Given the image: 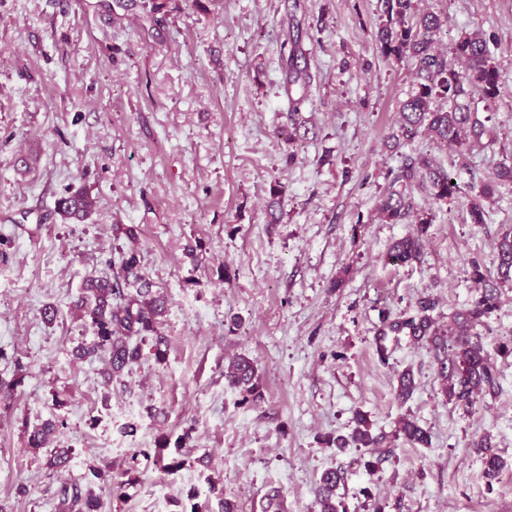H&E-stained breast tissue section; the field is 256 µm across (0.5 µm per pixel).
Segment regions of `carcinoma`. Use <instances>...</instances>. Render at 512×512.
<instances>
[{"label":"carcinoma","instance_id":"cac0c4a2","mask_svg":"<svg viewBox=\"0 0 512 512\" xmlns=\"http://www.w3.org/2000/svg\"><path fill=\"white\" fill-rule=\"evenodd\" d=\"M443 25L439 14L419 11L416 0H381L375 39L382 54L396 61L409 59L415 66L417 87L400 109L401 136L412 138L422 131L442 147L461 149L492 134L490 122L499 95L500 75L493 62L489 41L479 32L462 34L452 46L453 55L464 64V69L448 62V57L436 49ZM289 43V51L281 52V62L288 87H296L289 94L291 115L296 116L308 103L307 88L312 75L308 67L298 65L299 41L292 37ZM476 91L481 93V108L473 102ZM417 180L428 185L431 195L438 201L450 202L461 192L458 184L451 183L448 172L428 158L407 159L396 175V181L406 184ZM511 185L510 157L498 165L489 180L469 186L475 198L470 209L472 223H485L481 201L492 198L498 188ZM95 207L96 201L81 190L58 202L61 215L76 222L88 219ZM412 209L409 198L397 190L389 191L379 204L383 221L389 224L402 223ZM428 224V219L421 218L416 234L396 240L386 252V263L402 266L417 260ZM496 259L497 284L490 282L479 262L471 263V280L481 288L466 307L448 315V328L441 330L435 326L437 303L428 296L418 299L414 315L385 319L383 334L405 333L434 352L441 392L448 402L465 410L473 407L478 395L491 394L497 389L495 362L475 328L498 309L499 285L512 282V229L505 231L497 241ZM167 309L166 298L152 290V283L143 274L137 249L131 247L119 253L118 275L90 278L84 294L74 303V310L94 331L93 341L78 348V355L90 360L105 357L104 380L107 383L139 361L142 340L152 339L155 358L165 359L167 343L160 328ZM20 372L22 364L16 361L11 378L0 376V401L12 399L21 385ZM254 378V366L246 358L235 361L226 373L230 385L251 395L256 392ZM414 388L412 373H401L395 388L396 399L400 402L408 400ZM58 428L57 423L48 422L34 429L29 435L28 446L34 450L47 447ZM399 433L414 447L429 444V433L408 418L402 419ZM382 442L383 436L374 433L371 420L359 413L349 436L336 438V447L352 444L356 448H378ZM165 450V443L154 450L153 464L166 473H173L184 465L183 453L178 450L171 455ZM477 451L482 454L485 477L495 479L504 463L494 452L490 436L478 441ZM71 459V449L52 448L46 456L45 467L57 471L68 467ZM136 471V453L131 455L128 467L119 479L96 466H88L82 480L64 483L55 492L59 512H100L98 499L86 485L107 477L112 483L113 496L121 498L129 485L124 477ZM343 482L344 471L338 467L321 475L317 499L319 512H346L343 501L336 496V490Z\"/></svg>","mask_w":512,"mask_h":512}]
</instances>
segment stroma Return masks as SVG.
Wrapping results in <instances>:
<instances>
[{
    "instance_id": "35a3bbf8",
    "label": "stroma",
    "mask_w": 512,
    "mask_h": 512,
    "mask_svg": "<svg viewBox=\"0 0 512 512\" xmlns=\"http://www.w3.org/2000/svg\"><path fill=\"white\" fill-rule=\"evenodd\" d=\"M153 2L0 0V375L24 365L0 403V512H54L62 483L90 465L119 474L164 436L186 437L193 484L145 461L123 499L92 484L101 512H181L191 490L212 512L224 499L236 512H317L320 478L337 466L348 512L376 501L384 512H512V357L495 360L497 395L465 410L442 395L432 351L381 332L423 296L447 327L476 293L471 260L497 267L512 187L485 202L481 224L466 189L512 155V0H418L447 19L440 50L481 32L500 73L494 144L458 151L423 134L395 142L417 78L378 49L379 0ZM291 22L314 76L307 135L293 144L280 64ZM408 156L431 158L462 191L448 203L408 186L414 217L387 224L378 205ZM77 190L97 202L81 224L57 212ZM421 215L419 261L386 264ZM131 245L168 300V352L160 362L143 346L108 383L103 360L75 356L93 332L72 304ZM240 355L256 365V395L224 376ZM407 369L416 388L402 403L393 386ZM360 413L391 450L374 471L367 449L334 444ZM404 417L429 445L397 438ZM60 418L55 440L72 461L50 473L27 439ZM486 433L504 462L491 482L475 448Z\"/></svg>"
}]
</instances>
